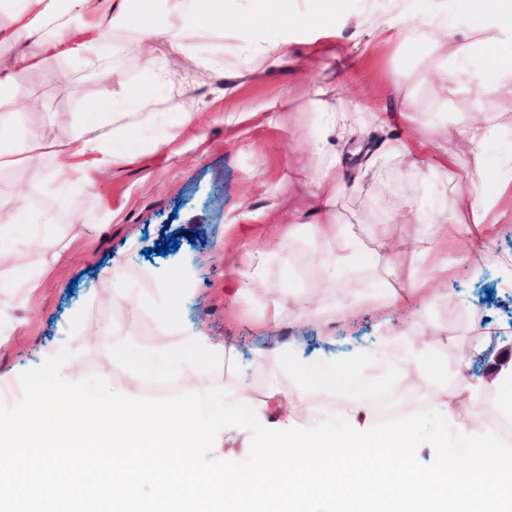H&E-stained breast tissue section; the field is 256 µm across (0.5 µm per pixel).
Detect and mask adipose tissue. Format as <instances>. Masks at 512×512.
Returning <instances> with one entry per match:
<instances>
[{
	"instance_id": "ef3b65f1",
	"label": "adipose tissue",
	"mask_w": 512,
	"mask_h": 512,
	"mask_svg": "<svg viewBox=\"0 0 512 512\" xmlns=\"http://www.w3.org/2000/svg\"><path fill=\"white\" fill-rule=\"evenodd\" d=\"M493 19L507 39H492L485 44L489 63L500 74L512 78V0H485ZM119 29L134 30L141 46H149L158 33H165L171 56L147 57L155 71L157 87L152 97H144L135 87L115 91L103 88L91 114L75 138L62 143L42 130L33 131L29 142L0 146V168L24 163L40 168L43 153H51L56 164L46 171L48 184L63 194L89 192L95 188L98 172L126 162L139 151L136 131L145 126L166 125L168 114L177 108L171 89L175 56L191 53L192 7L190 0H117L106 20L94 18L91 0H66L58 8L56 0H23L20 10L0 20V37L12 43L27 44L28 50L16 65L0 63V134L9 129L16 106L27 99L26 89L16 78L17 68L37 67L45 58L69 55L80 58L92 70L119 64L127 52L124 41L115 38ZM336 169L328 167L317 180L320 201L312 226L316 237L341 239V250L320 254V266L353 267L356 250L351 237L337 224L333 211L336 196ZM0 232L12 235L13 242L0 245V284L22 282L28 295H35L62 256L61 251L45 253L41 227L29 223L26 201L17 197L9 214L0 213Z\"/></svg>"
}]
</instances>
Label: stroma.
I'll use <instances>...</instances> for the list:
<instances>
[{"label":"stroma","mask_w":512,"mask_h":512,"mask_svg":"<svg viewBox=\"0 0 512 512\" xmlns=\"http://www.w3.org/2000/svg\"><path fill=\"white\" fill-rule=\"evenodd\" d=\"M463 13L466 24H455ZM198 24L194 53L179 60L173 86L181 105L208 102L196 129L173 142L171 126L143 129L140 155L100 173L94 192L68 204L42 177L52 157L39 170L0 169V200L26 195L47 248L68 249L36 298L25 299L19 284L6 289L14 302L0 315V403H17L20 374L65 338L82 345L83 376H101L115 389L129 376L113 363L109 344L96 340L98 328L120 325L125 339L149 350L177 342L142 304L110 303L114 285L100 271L113 261L126 265L125 286L141 300L157 299V278L166 269L193 266L182 319L238 352L234 365L197 372L195 390H243L257 404L270 388L293 381L283 370L256 367V350L290 351L314 364L339 353L376 351L386 329L403 330L419 319L426 350L440 353L449 372L464 353L476 355L470 370L480 383L493 377L498 363L512 364V79L484 58L485 41L500 38V30L470 0H212ZM118 37L131 49L113 84L153 93V72L134 46V32ZM258 45L269 54L256 56ZM208 58L221 62L222 73L202 67ZM19 80L31 99L18 105L7 133L17 142L37 129L71 140L101 91L99 76L70 56L21 72ZM341 101L393 120L383 128L327 130L321 109ZM474 123L494 131L485 148L449 137V130ZM323 139L336 150V218L361 257L351 275L316 264L321 253L339 247L310 232L315 183L326 165L315 145ZM395 140L416 150L423 167L443 164L446 184L385 157ZM479 190L493 202L489 212L464 205ZM288 214L292 234L276 255L272 225ZM416 214L448 218L454 266L450 277L434 283L432 300L401 309L384 300L408 276L422 274L419 259L401 246ZM479 221L490 227L491 255L459 261L463 230ZM381 231L399 248L390 269L366 260ZM171 240L177 248L154 252L156 242ZM257 253L264 256L263 281L239 292L244 259ZM274 288L288 289L295 303L276 307ZM357 295L381 304L354 320L325 324L299 316L296 308L301 302L329 309ZM393 390L418 397L422 411L435 409L440 397L457 403L455 383L435 385L406 365ZM314 414L377 421L367 400L329 394L312 409L294 410L295 427H305Z\"/></svg>","instance_id":"35a3bbf8"}]
</instances>
